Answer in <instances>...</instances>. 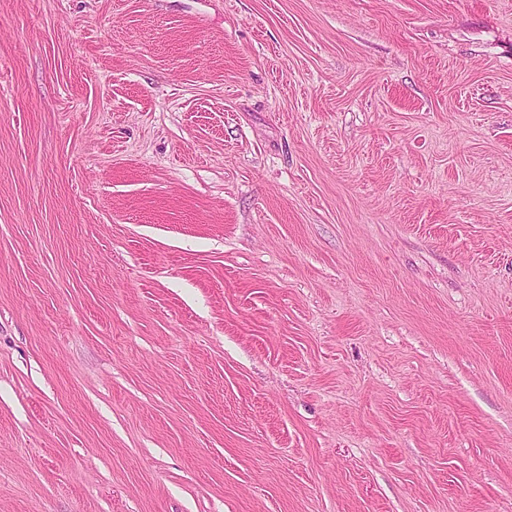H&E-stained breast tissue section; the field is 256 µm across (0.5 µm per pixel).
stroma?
Here are the masks:
<instances>
[{
    "label": "stroma",
    "instance_id": "1",
    "mask_svg": "<svg viewBox=\"0 0 512 512\" xmlns=\"http://www.w3.org/2000/svg\"><path fill=\"white\" fill-rule=\"evenodd\" d=\"M0 512H512V0H0Z\"/></svg>",
    "mask_w": 512,
    "mask_h": 512
}]
</instances>
